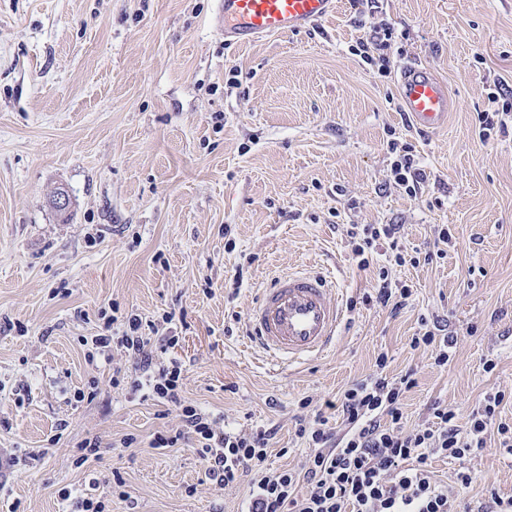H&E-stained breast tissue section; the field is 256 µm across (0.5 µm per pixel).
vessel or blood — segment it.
<instances>
[{
  "mask_svg": "<svg viewBox=\"0 0 512 512\" xmlns=\"http://www.w3.org/2000/svg\"><path fill=\"white\" fill-rule=\"evenodd\" d=\"M337 0H217L213 23L238 44L300 33L336 10ZM404 112L417 127L440 126L454 108L447 87L423 64L399 72ZM336 282L322 273L282 272L265 288L247 315L251 339L271 363L299 361L326 353L336 340L345 310Z\"/></svg>",
  "mask_w": 512,
  "mask_h": 512,
  "instance_id": "b4317fda",
  "label": "vessel or blood"
}]
</instances>
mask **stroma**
Returning a JSON list of instances; mask_svg holds the SVG:
<instances>
[{"label": "stroma", "mask_w": 512, "mask_h": 512, "mask_svg": "<svg viewBox=\"0 0 512 512\" xmlns=\"http://www.w3.org/2000/svg\"><path fill=\"white\" fill-rule=\"evenodd\" d=\"M215 4L0 0V448L15 460L0 512H60L62 493L95 477L110 512H241L249 481L219 488L195 449L152 447L180 420L113 387L114 373H134L123 349L87 360L81 339L104 333L111 311L178 336L155 356L185 364V400L229 429L274 428L279 469L310 453L295 416L338 401L379 355L389 375L416 379L407 431L438 404L466 426L486 395L512 391V122L485 140L477 119L498 85L512 88V0H379L374 19L395 32L385 73L353 53L366 32L359 0H340L311 31L249 46L214 30ZM410 60L456 100L440 128L400 109L396 78ZM394 138L428 175L418 198L386 183ZM59 186L63 214L49 203ZM392 223L409 252L432 249L435 225L451 235L445 259L391 268L413 293L396 315L366 302L377 270L357 267L347 236L352 224ZM291 270L330 271L348 310L335 347L274 368L246 317ZM170 312L178 321L163 323ZM425 320L454 338L447 368L410 346ZM88 437L102 453L76 467ZM462 466L476 476L465 492L475 510L490 491L512 495L511 457L488 448L432 462L447 483Z\"/></svg>", "instance_id": "35a3bbf8"}]
</instances>
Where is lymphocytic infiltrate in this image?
<instances>
[{
	"instance_id": "f902f5d3",
	"label": "lymphocytic infiltrate",
	"mask_w": 512,
	"mask_h": 512,
	"mask_svg": "<svg viewBox=\"0 0 512 512\" xmlns=\"http://www.w3.org/2000/svg\"><path fill=\"white\" fill-rule=\"evenodd\" d=\"M387 180L412 198L426 190L428 176L411 145L390 142ZM397 224H354L347 231L352 252L361 268L382 259L372 297L391 313L403 310L411 288L392 282L390 265L419 266L445 258L444 250L424 257H405L399 245ZM155 323L127 317L121 335L92 337L99 356L120 347L135 363L136 376L129 383L141 399L173 407L182 426L172 435H157L154 447L172 448L191 441L204 464V476L220 488L236 486L250 477L252 492L243 512H459L458 497L473 482L465 467L454 474L453 484L438 481L432 470L436 458L462 461L473 451L490 446L512 452V423L498 420L504 392L487 396L473 410L467 430H460L457 415L434 407L432 420L403 431L402 402L416 380L411 374L389 377L382 372L373 379L353 384L340 398L338 410L343 431L329 428L323 416L295 419V434L307 440L312 452L300 469H274L268 464L272 429L262 426L248 432L220 429L217 417L181 395L185 368L178 360L162 364L153 355Z\"/></svg>"
}]
</instances>
